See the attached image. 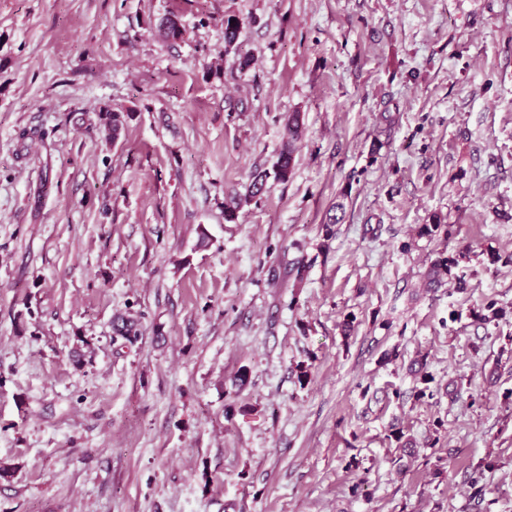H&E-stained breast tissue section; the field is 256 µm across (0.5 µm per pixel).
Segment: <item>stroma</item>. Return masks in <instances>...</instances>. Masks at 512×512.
<instances>
[{
    "instance_id": "obj_1",
    "label": "stroma",
    "mask_w": 512,
    "mask_h": 512,
    "mask_svg": "<svg viewBox=\"0 0 512 512\" xmlns=\"http://www.w3.org/2000/svg\"><path fill=\"white\" fill-rule=\"evenodd\" d=\"M0 466V512H512V0H0ZM126 120L124 115L112 112L110 108L105 107L99 113V126L106 140H115L120 129L124 128ZM288 142L283 146L273 165V177L280 182H287L293 170V142L301 135L299 113H294L288 119ZM465 257L466 254L463 253L457 257H448V255H445V252H438V255L431 263L429 271L430 285H438L441 283L442 276L445 275L456 281L458 289H464L466 287L465 280L461 279V276H453L452 271L459 266L460 261Z\"/></svg>"
}]
</instances>
